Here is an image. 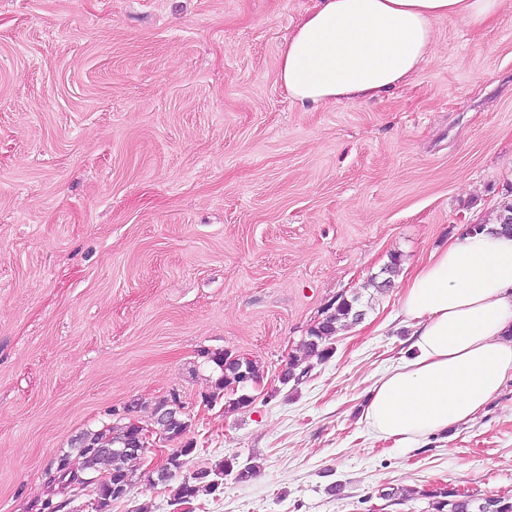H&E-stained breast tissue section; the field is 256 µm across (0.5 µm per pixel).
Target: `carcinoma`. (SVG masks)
Listing matches in <instances>:
<instances>
[{
	"label": "carcinoma",
	"instance_id": "carcinoma-1",
	"mask_svg": "<svg viewBox=\"0 0 512 512\" xmlns=\"http://www.w3.org/2000/svg\"><path fill=\"white\" fill-rule=\"evenodd\" d=\"M359 299L356 296L347 298L339 296L336 299V306L331 312L314 327L308 331L302 347L305 356L315 359L318 362H325L332 358L335 353L333 339L336 335L338 324L342 322L355 323L361 320L364 312L358 309ZM210 361L221 371V376L215 383V391L210 395V400L215 401L232 394L228 399L226 407L230 410L240 409L252 403L251 395L245 393L247 383L244 382L245 375L250 378L259 376V368L256 361L241 367L231 360V354L227 351L216 352L210 357ZM310 366H301L300 361L291 359L283 370L281 383L287 384L292 380H298L308 373ZM155 426L161 430L167 439L173 441L184 435L188 425L184 422L172 423L160 420ZM85 447L80 449V456L83 458V472L78 474L69 468V456L59 457L56 468L57 480L61 483L75 482L77 478H89L106 474L104 480L94 486V495L98 502V512H107L112 503L119 501L114 496V487L123 486L130 489L132 485L133 470L130 469V462L136 456L130 455L117 458L112 454L114 448H128L134 437L129 425H112L104 429L86 431L80 435ZM193 453L191 448H174L167 458L166 476L162 482L172 480L177 473L186 465V457ZM205 472L212 476H231L240 482H247L258 473L257 465L250 462H241L238 457L231 456L224 459L223 465L215 469H205ZM217 491V488L206 481H194L186 477L177 486L174 493V500L182 502L188 498L196 500L202 496H208ZM427 497L433 499L432 506L435 512H512V495L499 496L490 495L484 498H473L463 495L454 489L446 486L439 487L427 493Z\"/></svg>",
	"mask_w": 512,
	"mask_h": 512
}]
</instances>
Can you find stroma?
Here are the masks:
<instances>
[{"label": "stroma", "instance_id": "stroma-1", "mask_svg": "<svg viewBox=\"0 0 512 512\" xmlns=\"http://www.w3.org/2000/svg\"><path fill=\"white\" fill-rule=\"evenodd\" d=\"M316 0H0V512H92L52 483L88 430L179 397L190 467L249 482L176 504L135 462L110 512H433L512 494V380L406 448L360 421L410 355L401 280L512 197V10L435 23L433 54L361 105L304 104L280 52ZM363 319L278 375L339 296ZM256 360L255 402L210 401L211 353ZM257 465L250 461L241 462L237 456H231L224 459L223 465L215 469L204 468L206 473H210V476L225 475L233 476V479L240 482H247L258 473ZM428 496L435 499L432 506L436 512H512V495L476 499L444 486L432 490Z\"/></svg>", "mask_w": 512, "mask_h": 512}]
</instances>
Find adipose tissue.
I'll list each match as a JSON object with an SVG mask.
<instances>
[{
  "mask_svg": "<svg viewBox=\"0 0 512 512\" xmlns=\"http://www.w3.org/2000/svg\"><path fill=\"white\" fill-rule=\"evenodd\" d=\"M512 0H318L280 54L279 80L301 103L381 97L426 62L434 24L479 27ZM412 357L371 389V434L410 445L476 419L512 380V236L488 224L433 251L398 294Z\"/></svg>",
  "mask_w": 512,
  "mask_h": 512,
  "instance_id": "ef3b65f1",
  "label": "adipose tissue"
}]
</instances>
